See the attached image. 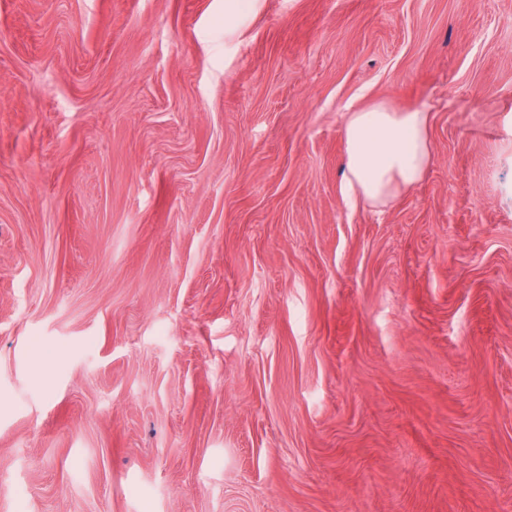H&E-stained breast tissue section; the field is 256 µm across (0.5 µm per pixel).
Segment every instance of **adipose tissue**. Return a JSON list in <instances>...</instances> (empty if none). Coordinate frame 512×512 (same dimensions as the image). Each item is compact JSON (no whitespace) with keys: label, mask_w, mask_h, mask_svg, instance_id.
<instances>
[{"label":"adipose tissue","mask_w":512,"mask_h":512,"mask_svg":"<svg viewBox=\"0 0 512 512\" xmlns=\"http://www.w3.org/2000/svg\"><path fill=\"white\" fill-rule=\"evenodd\" d=\"M429 113L377 102L348 112L342 183L352 203L385 205L417 184L430 160Z\"/></svg>","instance_id":"obj_1"}]
</instances>
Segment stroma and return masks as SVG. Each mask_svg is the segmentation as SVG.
Segmentation results:
<instances>
[{
  "label": "stroma",
  "instance_id": "1",
  "mask_svg": "<svg viewBox=\"0 0 512 512\" xmlns=\"http://www.w3.org/2000/svg\"><path fill=\"white\" fill-rule=\"evenodd\" d=\"M0 512H512V0H0ZM429 112L400 111L383 102L347 112L342 183L350 201L385 205L417 184L430 160Z\"/></svg>",
  "mask_w": 512,
  "mask_h": 512
}]
</instances>
